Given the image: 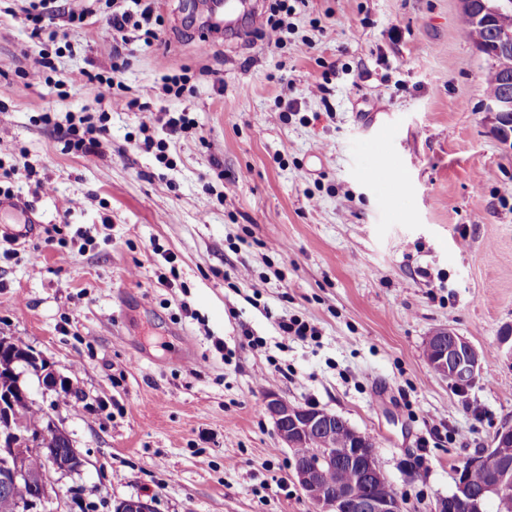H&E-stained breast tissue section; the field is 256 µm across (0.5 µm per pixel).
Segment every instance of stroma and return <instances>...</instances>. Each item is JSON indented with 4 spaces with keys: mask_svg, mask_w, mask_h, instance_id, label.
<instances>
[{
    "mask_svg": "<svg viewBox=\"0 0 512 512\" xmlns=\"http://www.w3.org/2000/svg\"><path fill=\"white\" fill-rule=\"evenodd\" d=\"M19 7L0 0V161L26 148L35 176L13 190L35 226L0 257V336L63 380L21 378L83 460L56 475L55 512L139 496L154 512H313L270 391L371 436L405 512H432L512 424V145L483 110L489 63L461 0H301L282 49L246 20L201 47L205 0H159V36L120 80L133 96L190 72L191 93L147 100L198 125L166 165L123 103L91 162L42 122L98 115L86 74L112 37L57 19L65 51L31 84L21 49L43 42ZM379 138L402 188L365 177ZM285 315L318 336L282 340ZM442 328L480 353L465 391L429 367Z\"/></svg>",
    "mask_w": 512,
    "mask_h": 512,
    "instance_id": "35a3bbf8",
    "label": "stroma"
}]
</instances>
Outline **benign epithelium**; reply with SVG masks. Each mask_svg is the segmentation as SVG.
<instances>
[{"instance_id":"7a95c632","label":"benign epithelium","mask_w":512,"mask_h":512,"mask_svg":"<svg viewBox=\"0 0 512 512\" xmlns=\"http://www.w3.org/2000/svg\"><path fill=\"white\" fill-rule=\"evenodd\" d=\"M481 13L496 26L497 51L490 54L494 69L512 67V0L482 2ZM485 109L495 114L497 121L512 126V92H504L498 98H488ZM434 348L430 350L431 370L447 379L456 387L472 385L480 370V355L465 337L443 328L431 336ZM23 366L33 373L45 388L60 382L59 375L47 365L44 358L28 349L20 358ZM28 397L27 390L17 386L10 391L0 390V458L6 465L0 467V483L18 485L28 477L34 462L42 464L40 484L20 506L25 512H51L55 490V474H66L80 469L79 456L69 462L55 457L50 449L43 447L40 432L36 431L16 409V399ZM265 410L272 420L283 447L292 451L294 457L293 478L311 500L314 512H404L403 501L398 496L380 495L377 485L385 479L379 464L373 439L349 427L354 448L348 456L336 454L334 444L336 419L338 415L317 408H305L293 404L275 392L267 393ZM320 435L321 444L310 448L312 435ZM357 469L370 495L361 500L347 489L338 492L327 491L314 496V485L319 472L338 466ZM474 468L488 469L495 475V481L482 490L474 489L468 482L467 474ZM512 492V464L489 448L481 455L469 460L456 474L455 491L436 502L434 512H456L460 505L466 512H485L490 495H506ZM113 512H153L152 502L142 498L117 501Z\"/></svg>"}]
</instances>
